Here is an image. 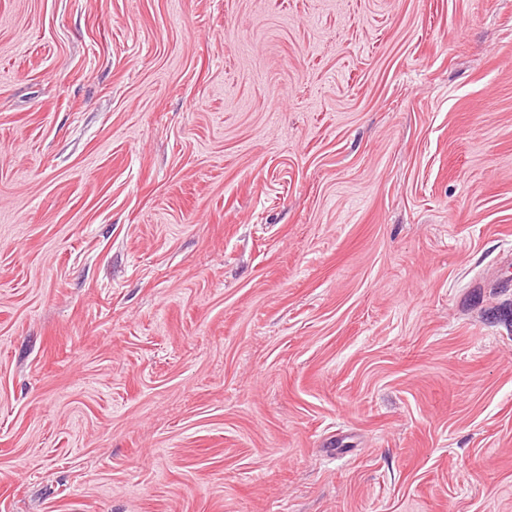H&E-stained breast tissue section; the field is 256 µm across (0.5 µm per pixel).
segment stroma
<instances>
[{"mask_svg":"<svg viewBox=\"0 0 512 512\" xmlns=\"http://www.w3.org/2000/svg\"><path fill=\"white\" fill-rule=\"evenodd\" d=\"M0 512H512V0H0Z\"/></svg>","mask_w":512,"mask_h":512,"instance_id":"stroma-1","label":"stroma"}]
</instances>
